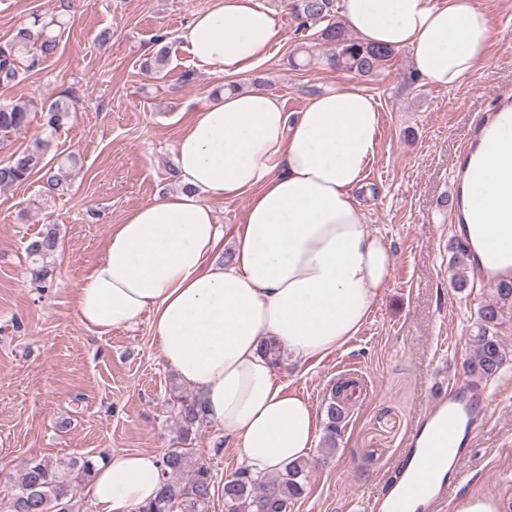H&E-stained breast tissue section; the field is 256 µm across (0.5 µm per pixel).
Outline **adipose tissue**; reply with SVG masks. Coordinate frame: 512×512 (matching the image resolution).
I'll list each match as a JSON object with an SVG mask.
<instances>
[{
    "label": "adipose tissue",
    "instance_id": "1",
    "mask_svg": "<svg viewBox=\"0 0 512 512\" xmlns=\"http://www.w3.org/2000/svg\"><path fill=\"white\" fill-rule=\"evenodd\" d=\"M364 42L408 52L415 75L454 88L486 61L492 19L478 0H342ZM259 0H212L179 38L208 74L235 78L264 61L277 38ZM375 99L356 88L309 98L297 112L256 87L204 104L174 149L179 192L141 204L113 225L84 277L76 315L97 334L150 314L162 361L221 425L253 476L307 457L319 424L261 353L272 342L322 357L361 330L388 278L389 245L372 235L357 198L379 142ZM480 160L486 184L471 226L481 243L512 238V184L499 153ZM248 196L232 254L210 198ZM164 480L150 451L114 452L84 493L100 512H137Z\"/></svg>",
    "mask_w": 512,
    "mask_h": 512
}]
</instances>
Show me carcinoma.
Wrapping results in <instances>:
<instances>
[{
	"label": "carcinoma",
	"mask_w": 512,
	"mask_h": 512,
	"mask_svg": "<svg viewBox=\"0 0 512 512\" xmlns=\"http://www.w3.org/2000/svg\"><path fill=\"white\" fill-rule=\"evenodd\" d=\"M338 0H292V13L303 19L301 28L306 30L319 23L325 26L312 34V46L327 47L328 64L360 77H373L385 69L395 57V51L376 46L348 34L339 18ZM47 25L35 32L30 27H19L12 37L0 43V87L14 84L24 72L37 68L57 49L56 39L45 33ZM34 104L31 100H10L0 103V133L8 134L26 128L31 122ZM45 125L53 132L64 128L70 120L67 102L53 101L43 111ZM51 141L41 137L31 140L19 155L5 164L0 163V188L13 187L28 182L40 174L46 189L54 191L61 186L60 178L49 167L48 155ZM59 244V230L55 224L44 225L39 236L26 247L34 260L45 259ZM470 260L467 248L458 247L454 262L458 269L457 287L467 286L465 270ZM512 307V280L501 281L494 288L493 300L478 310L469 343L473 356L466 365V373L475 380H488L497 375L506 360L504 345L498 337L502 312ZM171 412L176 421L177 436L163 459L165 480L156 498L139 507L138 512H173L176 506L183 512H206L214 487L211 468L205 463L191 461L189 445L197 434L204 418L196 399L188 392L173 388ZM327 426L321 452L334 453L336 436L344 419L343 411L330 400ZM309 461L299 459L289 463L273 477L257 480L241 468L224 480L225 512H291V506L303 496L308 477ZM93 475L92 460L60 461L55 464L43 459H28L19 479L14 512H74L75 488L90 480Z\"/></svg>",
	"instance_id": "obj_1"
}]
</instances>
